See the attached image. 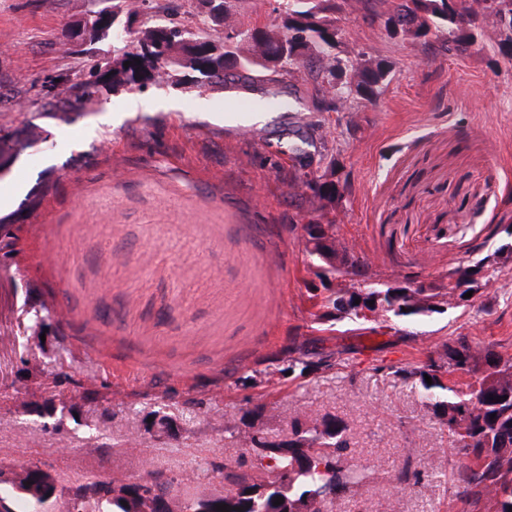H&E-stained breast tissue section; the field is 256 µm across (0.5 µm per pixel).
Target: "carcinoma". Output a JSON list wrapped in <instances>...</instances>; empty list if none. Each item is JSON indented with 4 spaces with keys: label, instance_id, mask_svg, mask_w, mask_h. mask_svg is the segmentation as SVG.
Returning <instances> with one entry per match:
<instances>
[{
    "label": "carcinoma",
    "instance_id": "obj_1",
    "mask_svg": "<svg viewBox=\"0 0 512 512\" xmlns=\"http://www.w3.org/2000/svg\"><path fill=\"white\" fill-rule=\"evenodd\" d=\"M224 26L238 29L241 34L262 42L257 49H247L248 55L221 59L210 54L208 44L198 42L194 20L205 16L200 0H184V23H170L168 28L182 33L184 60L170 61L161 51L140 55L133 51L132 38L115 43V58L129 62L126 75L139 76L148 82L164 75L178 76L185 62L197 64L195 76L211 80V86L222 87L228 81L245 82L251 74L272 77V81L293 90L295 69L313 71L320 79L321 97L316 111L337 112L344 107L342 99L333 92L334 85L326 74L324 59L335 48L339 29L327 12L335 9L334 0H281L288 15L293 40L299 49V60L289 68L277 56V48L267 37V25L247 26L240 19L233 0H224ZM365 11L377 17L392 16L397 22L413 24L416 37L424 48L431 47L426 40L431 26L445 34L443 45L448 49H464L476 42L473 25L492 16H506L509 28L499 29L501 46L512 51V0H363ZM357 94L372 96L373 87L388 73V64L382 59L367 58L356 68ZM101 87L94 80V69H89L84 80L62 90L63 96L53 97L50 106L53 117L68 122L71 111L94 103ZM42 138L36 124L14 132L9 137L12 146L26 149ZM348 268L344 275L351 277L355 287L326 296L315 320L330 317L360 322L355 300L378 305L402 321H413L430 313L440 312L439 306L447 298L464 306L474 294L490 287L493 275L483 263L457 268L449 274L448 282L420 283L416 288H380L369 274L368 265L348 248L343 247ZM291 357L287 370L303 376L307 370L309 352L303 346L288 347ZM460 372L475 378L463 391L446 384L440 372ZM402 379L411 380L421 390L425 405L440 424L448 430L453 448L460 460L463 494L475 502L485 501L487 512H512V355H504L492 348L481 349L459 336L442 344V350L430 353L416 365L400 370ZM430 376L432 383L425 381ZM479 390H473L474 385ZM503 401L497 402L495 398ZM284 427L293 439L286 448H274L268 461L254 462L244 467V461L232 457L213 465L216 473L230 490L218 496L214 504L230 506L229 512H293L302 505L305 512H331L333 502L326 500L328 490L338 496L354 498L374 474L375 469L357 465L348 459L351 435L342 419L330 413L296 411L285 419ZM31 481L26 491L13 482L0 479V497L14 501L15 512H35L34 499L39 495L37 471L27 474ZM283 503L275 504L277 498Z\"/></svg>",
    "mask_w": 512,
    "mask_h": 512
}]
</instances>
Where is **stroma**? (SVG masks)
<instances>
[{
  "label": "stroma",
  "mask_w": 512,
  "mask_h": 512,
  "mask_svg": "<svg viewBox=\"0 0 512 512\" xmlns=\"http://www.w3.org/2000/svg\"><path fill=\"white\" fill-rule=\"evenodd\" d=\"M99 7L0 0V131H43L0 177V219L17 236L0 330L18 329L31 289L67 322L60 354L41 355L27 379L28 407L10 385L25 347L0 351V459L43 466L65 485L126 478L148 462L195 475L179 494L216 492L210 463L241 453L224 426L262 399L273 405L266 431L298 410L329 412L348 424L355 461L378 466L334 512H485L461 496L447 429L397 371L451 336L512 355V231L501 222L512 218V59L498 37L488 29L475 48L432 54L362 10L336 11V58L364 52L392 72L372 99L321 114L315 75H298L306 114L323 122L309 159L347 183L329 204L295 182V124L273 101L271 121L243 140L249 115L227 111L220 89L153 86L107 94L67 123L43 114L57 79L79 80L86 62L111 56L112 40L62 34ZM307 220L334 224L380 283L437 282L491 254L502 262L468 305L329 327L311 316L306 286L318 267L301 244ZM295 339L341 350L338 365L303 379L268 373L267 357ZM62 366L80 387L107 386L108 401L74 418L44 414L43 402L70 391L51 382ZM254 370L262 380L239 385ZM190 397L202 407L187 408ZM160 407L175 435L146 433L140 452L124 451ZM405 470L424 477L422 492H395Z\"/></svg>",
  "instance_id": "stroma-1"
}]
</instances>
